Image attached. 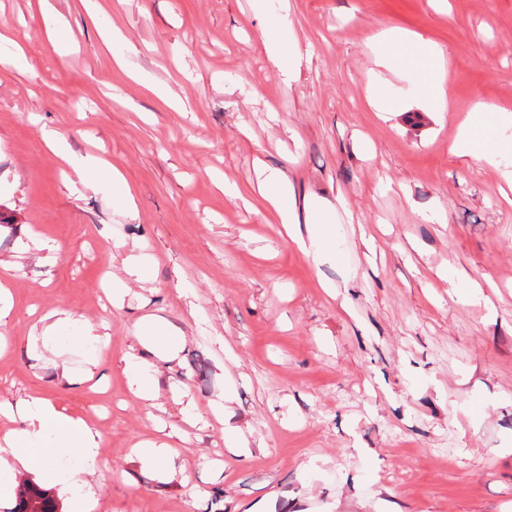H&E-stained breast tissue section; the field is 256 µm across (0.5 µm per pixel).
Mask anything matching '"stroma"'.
I'll use <instances>...</instances> for the list:
<instances>
[{
  "instance_id": "obj_1",
  "label": "stroma",
  "mask_w": 512,
  "mask_h": 512,
  "mask_svg": "<svg viewBox=\"0 0 512 512\" xmlns=\"http://www.w3.org/2000/svg\"><path fill=\"white\" fill-rule=\"evenodd\" d=\"M95 6L0 0V405L39 397L99 436L93 471L51 484L17 470L0 512L29 486L77 512L82 480L94 512H512V154L494 169L451 150L475 102L512 113V0ZM114 26L125 40L105 44ZM270 30L301 57L292 83L263 48ZM400 35L442 51L450 110L394 65ZM17 42L30 70L8 63ZM45 128L120 168L136 213L94 175L72 186ZM259 163L287 175L292 203L324 205L328 256L266 221ZM135 245L150 276L112 307L102 284ZM451 269L482 298H462ZM60 310L70 322L43 345ZM149 315L180 340L151 401L124 372ZM228 424L250 455L225 447ZM148 440L182 472L142 466Z\"/></svg>"
}]
</instances>
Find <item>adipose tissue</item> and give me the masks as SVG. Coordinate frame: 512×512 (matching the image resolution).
I'll return each instance as SVG.
<instances>
[{"label":"adipose tissue","mask_w":512,"mask_h":512,"mask_svg":"<svg viewBox=\"0 0 512 512\" xmlns=\"http://www.w3.org/2000/svg\"><path fill=\"white\" fill-rule=\"evenodd\" d=\"M404 53L400 66L413 71L422 96L431 104L443 105L444 72L439 64L440 54L427 45L422 37L403 38ZM472 113L461 126L453 148L459 153L472 156L477 161L495 164L499 154L512 151V146L502 144L491 149L486 145L489 127L501 121L504 111L489 109L482 103L471 107ZM42 138L63 164L71 182L84 181L88 172H96L100 182L112 189L113 200L127 208H134L133 191L122 171L111 162L91 154H77L70 150L64 134L54 129L42 132ZM259 192L265 202L275 210L290 241L303 253L321 256L328 247L327 240L314 232L315 224L321 223L323 214L304 205L302 210L284 208L283 202L291 194L288 179L281 171L257 167ZM159 319L144 316L134 325V335L140 345L151 353L154 363L145 365L132 361L128 367L130 392L139 398L149 399L158 389L157 361L172 358L179 349L173 338L158 339L156 330ZM7 417H20L22 425L4 438L5 450L22 468L40 469L45 480L52 481L56 473L52 460L65 452H77L88 463H95L99 443L92 430L80 419L40 398L25 400L14 409H7Z\"/></svg>","instance_id":"adipose-tissue-1"}]
</instances>
